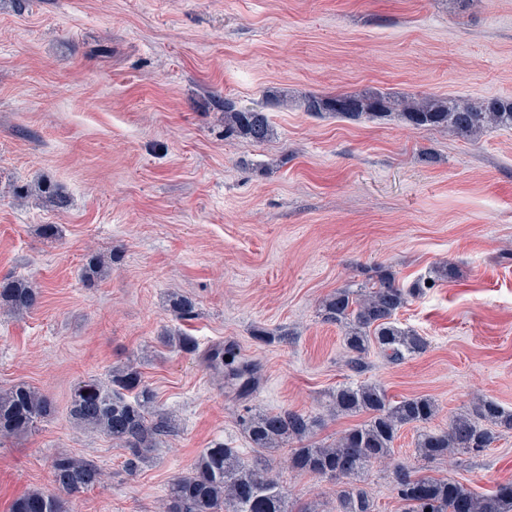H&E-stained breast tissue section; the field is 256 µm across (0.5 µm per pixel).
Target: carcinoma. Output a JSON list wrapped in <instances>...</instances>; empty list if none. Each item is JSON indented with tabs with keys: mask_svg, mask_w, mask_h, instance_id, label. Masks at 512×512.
<instances>
[{
	"mask_svg": "<svg viewBox=\"0 0 512 512\" xmlns=\"http://www.w3.org/2000/svg\"><path fill=\"white\" fill-rule=\"evenodd\" d=\"M270 106L287 107V95L271 91L252 106L224 100V138H243L256 144L271 141L274 131L267 113ZM302 107L306 112H332L354 122L395 114L414 128L443 129L467 139L490 126L512 128L511 100L491 99L476 104L433 96L392 99L371 91L310 94L304 97ZM107 265L105 256L91 254L85 281H92V276ZM419 290L418 285L404 287L392 272L380 268L364 292L338 288L326 297L320 315L344 329L351 370L362 372L372 351L398 362L427 349L425 337L396 321L398 311ZM40 303V290L28 280L13 276L0 280V306L9 312H30ZM160 341L189 354L197 349L194 338L183 334L165 332ZM207 361L216 368L226 367L242 392L250 389L255 369L235 364L233 350L213 351ZM328 397L330 412L365 414L367 419L327 444L315 438L317 424L307 414L288 409L249 413L242 425L255 455L245 459L224 442L211 444L198 454L186 473L170 480L160 512H313L312 505L291 500L288 489L270 476V460L265 453L290 442L297 443V447L287 449V469L334 482L339 512H374V504L359 482L380 461L388 463L401 512H512L510 482L478 494L456 480L419 475L393 458L402 427L427 424L436 417L437 407L431 399L420 396L392 401L382 387L370 383L342 385ZM155 400L142 372L128 364L112 369L104 382L90 379L79 383L73 389L69 413L81 426L102 433L124 449L128 454L126 468L133 474L150 461L160 438L176 432L175 418L158 409ZM54 412L52 400L34 387L19 384L1 389L0 435L26 432ZM509 431L512 411L493 400L480 399L470 412L453 416L448 427L418 434L415 452L428 464L438 463L451 455L481 452ZM52 470L60 493L29 491L13 502L11 512H70V500L104 480L100 466L84 458L58 456Z\"/></svg>",
	"mask_w": 512,
	"mask_h": 512,
	"instance_id": "cac0c4a2",
	"label": "carcinoma"
}]
</instances>
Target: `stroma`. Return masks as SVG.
Returning a JSON list of instances; mask_svg holds the SVG:
<instances>
[{
    "mask_svg": "<svg viewBox=\"0 0 512 512\" xmlns=\"http://www.w3.org/2000/svg\"><path fill=\"white\" fill-rule=\"evenodd\" d=\"M269 90L289 98L269 110L273 139H225L220 102ZM369 90L512 99V0H0V278L42 295L31 313L0 312V387L29 384L56 407L0 439V512L54 490L61 454L108 474L71 512H159L202 448L251 455L245 411L317 417V439L334 442L360 422L326 408L343 384L433 398L434 430L481 398L512 410V129L466 140L299 105ZM93 252L113 262L89 288ZM444 263L454 279L436 280ZM380 267L422 282L397 321L428 347L399 363L370 353L357 374L319 304ZM174 295L194 302L191 319L172 314ZM166 330L197 354L164 346ZM219 344L255 366L248 393L200 360ZM129 361L178 423L134 475L68 414L77 384ZM416 436L403 427L394 455L422 475L478 493L512 482V432L424 467ZM272 460L293 498L335 512L333 485Z\"/></svg>",
    "mask_w": 512,
    "mask_h": 512,
    "instance_id": "obj_1",
    "label": "stroma"
}]
</instances>
